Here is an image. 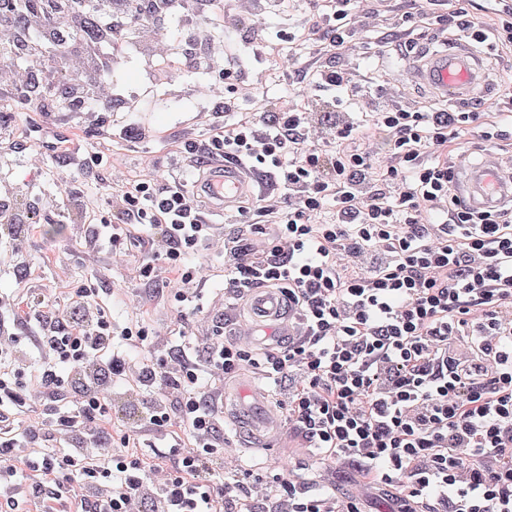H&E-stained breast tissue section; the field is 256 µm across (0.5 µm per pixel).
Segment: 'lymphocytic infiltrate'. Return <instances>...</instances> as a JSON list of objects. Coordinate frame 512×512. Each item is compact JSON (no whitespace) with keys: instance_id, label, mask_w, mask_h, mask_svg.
Listing matches in <instances>:
<instances>
[{"instance_id":"f902f5d3","label":"lymphocytic infiltrate","mask_w":512,"mask_h":512,"mask_svg":"<svg viewBox=\"0 0 512 512\" xmlns=\"http://www.w3.org/2000/svg\"><path fill=\"white\" fill-rule=\"evenodd\" d=\"M189 0H113L96 16L109 42L90 41L82 58L109 71L136 57L142 6L170 16ZM351 0H329L314 16L312 42L289 51L306 59L297 75L314 74L325 97H341L354 81L342 68H320L321 53H343ZM16 0H0V59L41 62L43 48L70 53L73 0H40L48 19L37 36L14 34ZM198 51L154 54L145 71L181 64L218 66L227 79L214 99L216 120L207 137L184 144L178 175L153 184L132 182L110 195L92 247L117 246L137 236L158 243L180 302L198 299L191 259L208 249L211 226L192 189L211 166L237 161L263 172L277 190V206L253 196L237 215L263 249L241 244L227 253L224 289L236 296L281 289L299 317L288 345L267 354L266 378L288 386L287 416L296 433L324 459L349 460L385 486L436 501L441 512H512V212H477L454 190L455 170L442 157L464 140L467 112L409 111L375 106L367 115L372 138L386 146L349 149L361 133L345 120L314 134L298 90L276 99L263 85L235 83L219 67L211 35ZM258 102L256 117L224 124L241 98ZM98 288H76L69 307L38 315L29 342L41 357L25 367L14 319L0 322V500L47 496L66 501L83 490L84 512H214L217 498H251L247 474L216 475L222 448L223 393L212 378L237 373L249 351L215 338L205 361L184 348L133 363L130 352L152 344L155 331L114 327L98 302ZM467 338L477 356L449 352ZM152 401L135 426L114 436L109 421L121 407ZM43 420L16 425L31 400ZM139 406V405H138ZM179 421L191 443L169 435ZM165 439L157 456L162 477L129 451L144 434ZM37 475L18 482L20 469ZM274 490L258 512H336L322 494L274 476Z\"/></svg>"}]
</instances>
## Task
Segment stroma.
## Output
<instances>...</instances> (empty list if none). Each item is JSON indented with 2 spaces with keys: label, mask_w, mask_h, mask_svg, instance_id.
I'll return each mask as SVG.
<instances>
[{
  "label": "stroma",
  "mask_w": 512,
  "mask_h": 512,
  "mask_svg": "<svg viewBox=\"0 0 512 512\" xmlns=\"http://www.w3.org/2000/svg\"><path fill=\"white\" fill-rule=\"evenodd\" d=\"M462 6L488 32L478 49L484 56L487 97L495 99L504 88H512V45H502L491 37L495 16L489 0H360L350 18L353 37L349 52L323 56L320 64L348 68L366 101L401 104L422 112L444 107L435 90L409 83L401 68L419 52L452 49L464 42L463 33L443 32L440 23L442 16ZM224 8L240 17L228 42L229 52L239 59L240 75L264 71L267 96L287 94L283 62L288 37L298 34L302 25L322 12L321 0H268L261 14L255 13L251 0H224ZM174 30L183 35L208 30L218 37L223 26L221 18L197 11L190 17L180 14L147 21L141 37L153 43L159 34ZM36 74L38 81L28 92L17 94L14 104L0 109V194L12 197L15 209L40 217L39 223L31 226L20 256L9 229H0V296L14 299L15 312L21 317L62 311L73 288L89 280L103 287L99 300L114 323L133 320L157 329L155 344L134 351L133 360L164 355L171 345L181 343L191 347L198 358H205L213 334L212 316L224 314L225 326L230 329L247 315L245 301L224 295V245L239 231L236 218L228 215L216 220L211 246L203 252L197 273L203 310L181 316V303L152 289L140 274L141 265L156 251L151 243L141 240L110 250L87 247L92 226L72 216L66 199L67 186L79 191L83 185L75 181L64 157L42 147L37 131L42 128L50 136L66 140L71 151L84 159L89 176L102 184L99 195L91 197L88 205L107 213L110 188L134 180L148 181L158 168L171 171L186 139L207 136L213 115L206 112L207 102L197 96L195 85L213 80L214 70L171 69L152 85L144 81L141 60H131L115 72L114 83L143 106L142 112L132 117L146 131L140 138L122 135V128L132 119L126 113L108 108L70 112L47 98V85L63 78L55 47H48ZM494 120L495 113L486 114L484 121L471 123L466 144H449V163L458 166L465 158H479L491 150L512 164V122H500L505 138L493 142L482 138L485 122ZM220 435L224 447L219 465L226 470L251 469L265 477L284 465L290 480H314L335 495L340 506L353 500L362 512H400L404 504V488H396L390 495L378 491L355 466L320 459L293 427H285L274 444L263 448L254 447L251 439L228 427Z\"/></svg>",
  "instance_id": "obj_1"
}]
</instances>
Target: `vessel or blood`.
<instances>
[{
  "label": "vessel or blood",
  "mask_w": 512,
  "mask_h": 512,
  "mask_svg": "<svg viewBox=\"0 0 512 512\" xmlns=\"http://www.w3.org/2000/svg\"><path fill=\"white\" fill-rule=\"evenodd\" d=\"M415 76L418 81L438 89L451 103L468 98L484 83L477 54L465 49L433 53L423 66L416 68ZM252 190L251 182L243 175L242 165H228L215 177L207 205L212 215L221 217L232 212V204L238 196ZM456 191L471 209L494 211L512 205V176L502 170L499 155L489 152L480 162L460 168ZM284 306V297L279 291L269 288L257 291L250 303L252 319L241 325V333L278 335L287 324ZM249 395L251 406L258 414L254 431L279 430L281 418L267 409L262 391L254 388Z\"/></svg>",
  "instance_id": "b4317fda"
}]
</instances>
